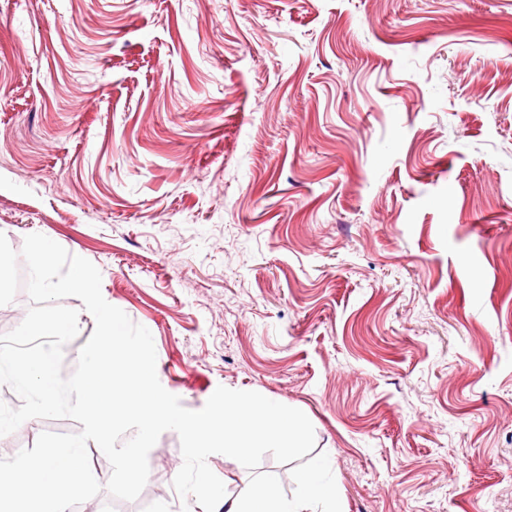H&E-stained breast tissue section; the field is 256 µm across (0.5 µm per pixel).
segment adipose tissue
<instances>
[{"label": "adipose tissue", "instance_id": "ef3b65f1", "mask_svg": "<svg viewBox=\"0 0 512 512\" xmlns=\"http://www.w3.org/2000/svg\"><path fill=\"white\" fill-rule=\"evenodd\" d=\"M297 484L296 494L289 498L278 496L264 483L246 485L233 495L216 492L203 512H314L317 504L321 512H342L328 460L311 463L298 474Z\"/></svg>", "mask_w": 512, "mask_h": 512}]
</instances>
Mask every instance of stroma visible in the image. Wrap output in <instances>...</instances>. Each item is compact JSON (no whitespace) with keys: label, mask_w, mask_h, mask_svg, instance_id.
I'll return each instance as SVG.
<instances>
[{"label":"stroma","mask_w":512,"mask_h":512,"mask_svg":"<svg viewBox=\"0 0 512 512\" xmlns=\"http://www.w3.org/2000/svg\"><path fill=\"white\" fill-rule=\"evenodd\" d=\"M0 232L92 262L185 408L308 416L227 493L512 512V0H0ZM148 464L132 512H190L175 431Z\"/></svg>","instance_id":"1"}]
</instances>
